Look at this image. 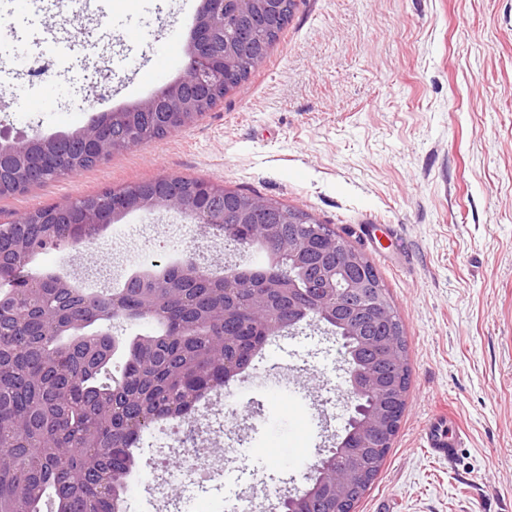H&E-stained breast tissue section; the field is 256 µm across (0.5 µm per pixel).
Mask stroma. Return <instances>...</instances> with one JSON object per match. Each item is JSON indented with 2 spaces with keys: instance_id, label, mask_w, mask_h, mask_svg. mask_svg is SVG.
<instances>
[{
  "instance_id": "35a3bbf8",
  "label": "stroma",
  "mask_w": 512,
  "mask_h": 512,
  "mask_svg": "<svg viewBox=\"0 0 512 512\" xmlns=\"http://www.w3.org/2000/svg\"><path fill=\"white\" fill-rule=\"evenodd\" d=\"M200 0H112L73 7L51 0L37 19L11 15L21 77L0 86V137L71 132L102 110L146 99L157 86L141 63L184 50ZM58 29L70 55L34 54L36 26ZM148 30L139 43L130 31ZM94 42L87 53L85 42ZM50 64L44 79L24 76ZM176 175L254 192L331 225L373 263L404 325L412 370L407 408L386 463L356 512H512V0H298L286 29L248 80L210 112L164 140L113 153L91 169L0 201V224L36 208ZM182 215L132 213L98 243L46 250L25 273H65L106 290L94 269L122 257L111 281L140 264L194 254L219 275L258 260ZM377 225L365 239L360 225ZM345 367L335 336L310 325L267 345L232 383L240 413L196 422L210 469L208 501L233 498L274 512L271 486L300 479L292 458L316 460L351 410L336 391ZM282 380L306 403L276 395ZM448 408L465 431L449 460L425 448L423 430ZM183 429L142 436L128 481L130 512H175L165 464Z\"/></svg>"
}]
</instances>
